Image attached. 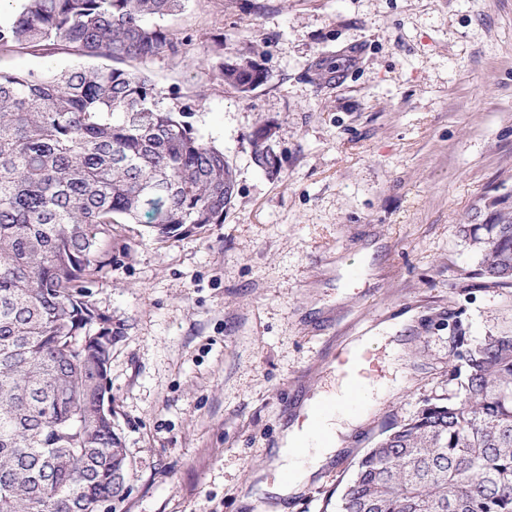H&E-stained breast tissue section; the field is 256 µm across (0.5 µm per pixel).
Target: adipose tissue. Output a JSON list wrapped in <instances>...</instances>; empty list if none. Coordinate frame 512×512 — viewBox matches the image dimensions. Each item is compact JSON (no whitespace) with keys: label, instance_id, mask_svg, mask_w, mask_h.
Masks as SVG:
<instances>
[{"label":"adipose tissue","instance_id":"obj_1","mask_svg":"<svg viewBox=\"0 0 512 512\" xmlns=\"http://www.w3.org/2000/svg\"><path fill=\"white\" fill-rule=\"evenodd\" d=\"M358 423V417L352 415L346 416L342 421L333 414L326 416L323 421L324 437L317 443L310 460L305 463L300 462L297 454V446L304 438L301 428L295 423L284 428L276 452V463L279 470L284 472L285 478L272 485V493L284 499L298 493L320 466L342 449L345 435Z\"/></svg>","mask_w":512,"mask_h":512}]
</instances>
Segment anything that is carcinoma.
<instances>
[{"mask_svg": "<svg viewBox=\"0 0 512 512\" xmlns=\"http://www.w3.org/2000/svg\"><path fill=\"white\" fill-rule=\"evenodd\" d=\"M17 2L0 18V52L64 45L115 65L0 72V512H96L119 498L115 477L129 467L98 396L124 335L87 291L113 260L102 242L142 216L161 240L223 223L236 173L126 68L179 52L163 21L187 0ZM221 73L241 93L269 79L244 55ZM270 131L252 132V156L277 173ZM485 208L461 231L483 245L480 287L512 288V192ZM450 339L460 392L386 430L338 512H512V328L473 342L457 316Z\"/></svg>", "mask_w": 512, "mask_h": 512, "instance_id": "cac0c4a2", "label": "carcinoma"}]
</instances>
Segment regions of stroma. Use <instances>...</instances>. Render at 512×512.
<instances>
[{"instance_id":"35a3bbf8","label":"stroma","mask_w":512,"mask_h":512,"mask_svg":"<svg viewBox=\"0 0 512 512\" xmlns=\"http://www.w3.org/2000/svg\"><path fill=\"white\" fill-rule=\"evenodd\" d=\"M176 55L143 72L236 169L224 221L167 241L118 224L90 299L124 335L109 399L130 492L105 512H276L282 430L333 395L337 346L378 337L385 393L288 512H336V491L391 425L455 394L451 332L512 327V288H476L460 227L512 190V0H189ZM253 55L250 94L221 66ZM16 51L4 71L105 67ZM272 122L279 175L252 161ZM396 325L385 337L386 325ZM234 62L233 68L230 63ZM222 78L224 83L237 89L240 93L247 94L253 92L259 86L268 82V72L250 56H239L234 61L226 62L222 66ZM248 92L242 87L244 85H253Z\"/></svg>"}]
</instances>
